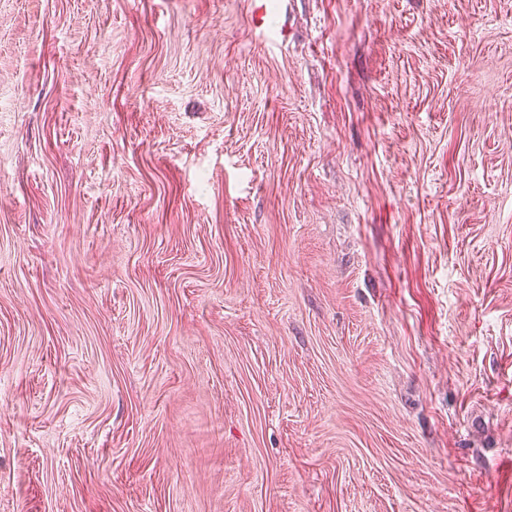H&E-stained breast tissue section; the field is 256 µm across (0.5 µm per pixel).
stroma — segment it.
<instances>
[{
  "label": "stroma",
  "mask_w": 512,
  "mask_h": 512,
  "mask_svg": "<svg viewBox=\"0 0 512 512\" xmlns=\"http://www.w3.org/2000/svg\"><path fill=\"white\" fill-rule=\"evenodd\" d=\"M0 512H512V0H0Z\"/></svg>",
  "instance_id": "35a3bbf8"
}]
</instances>
